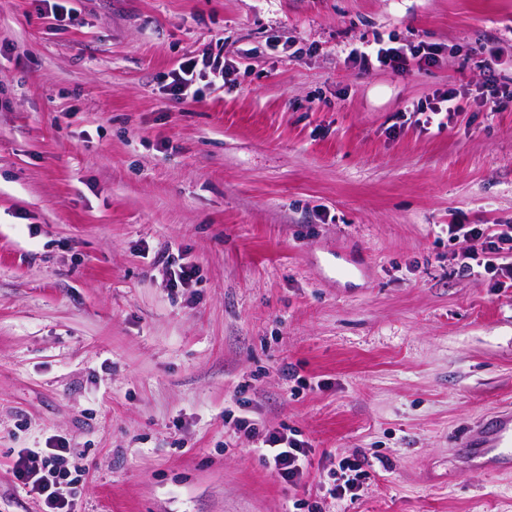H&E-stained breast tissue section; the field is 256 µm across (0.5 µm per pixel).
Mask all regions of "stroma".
Here are the masks:
<instances>
[{
  "label": "stroma",
  "mask_w": 512,
  "mask_h": 512,
  "mask_svg": "<svg viewBox=\"0 0 512 512\" xmlns=\"http://www.w3.org/2000/svg\"><path fill=\"white\" fill-rule=\"evenodd\" d=\"M65 7L0 0V512H40L14 461L58 439L76 512H512V470L451 445L512 403V288L448 238L512 224V101L479 103L512 88V0ZM378 36L434 60L349 58ZM207 51L223 78L173 95ZM230 410L309 442L298 484ZM178 68L171 72V88L176 95L185 96L198 81L224 76V57L219 54H202L184 58ZM367 475L363 470V462L358 458L341 459L333 472V482L326 490L329 498L343 501L349 496L352 500L357 495L355 491L359 489Z\"/></svg>",
  "instance_id": "35a3bbf8"
}]
</instances>
